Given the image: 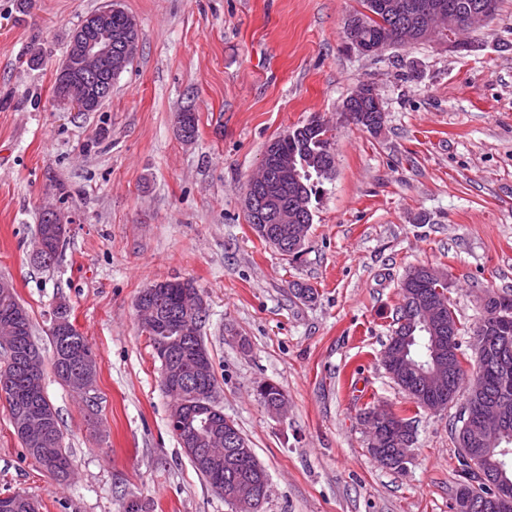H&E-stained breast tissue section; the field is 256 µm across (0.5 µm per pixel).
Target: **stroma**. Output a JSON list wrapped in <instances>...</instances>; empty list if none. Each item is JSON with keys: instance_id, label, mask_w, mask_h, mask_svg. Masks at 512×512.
Instances as JSON below:
<instances>
[{"instance_id": "obj_1", "label": "stroma", "mask_w": 512, "mask_h": 512, "mask_svg": "<svg viewBox=\"0 0 512 512\" xmlns=\"http://www.w3.org/2000/svg\"><path fill=\"white\" fill-rule=\"evenodd\" d=\"M105 0H0V279L33 321L43 385L73 461L43 471L0 398V493L40 512H234L169 428L171 398L136 301L193 280L215 400L269 475L262 512H454L459 404L416 407L381 355L412 266L448 272L462 323L486 290H512V0L465 48L433 38L367 56L345 21L358 0H120L139 51L98 111L61 105L54 85L72 31ZM372 82L386 111L373 134L342 104ZM193 108L198 134L174 118ZM321 117L336 165L312 201L302 252L281 256L242 196L267 145ZM74 218L49 265L32 259L44 209ZM315 288L313 301L290 285ZM65 301L96 353L98 412L54 376L50 313ZM279 385L288 415L256 397ZM413 417L396 472L369 454L365 407Z\"/></svg>"}]
</instances>
